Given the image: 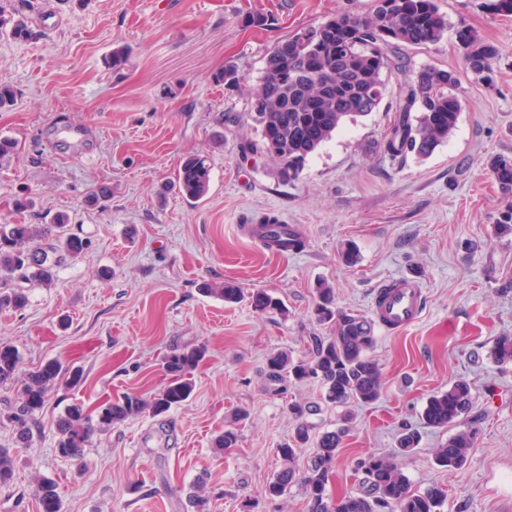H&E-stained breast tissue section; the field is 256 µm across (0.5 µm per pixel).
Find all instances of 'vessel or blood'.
Masks as SVG:
<instances>
[{
    "mask_svg": "<svg viewBox=\"0 0 512 512\" xmlns=\"http://www.w3.org/2000/svg\"><path fill=\"white\" fill-rule=\"evenodd\" d=\"M424 306L425 292L416 276L392 278L376 290L369 322L375 329L400 331L421 317Z\"/></svg>",
    "mask_w": 512,
    "mask_h": 512,
    "instance_id": "1",
    "label": "vessel or blood"
}]
</instances>
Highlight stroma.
Here are the masks:
<instances>
[{
    "label": "stroma",
    "mask_w": 512,
    "mask_h": 512,
    "mask_svg": "<svg viewBox=\"0 0 512 512\" xmlns=\"http://www.w3.org/2000/svg\"><path fill=\"white\" fill-rule=\"evenodd\" d=\"M484 2L436 0L447 34L406 48L410 68L385 74L379 108L345 122L286 183L276 162L242 150L260 137L247 111L266 57L297 30L368 13L374 0H0L31 31L22 41L0 35V80L16 91L0 110V137L16 144L0 163V224H47L64 212L87 242L57 266L51 287L28 286L23 310H0V341L19 351L20 375L51 361L83 371L80 385L50 393L27 443L0 424V446L15 456L0 512H41L42 479L54 482L62 512H199L197 490L207 500L200 512H307L300 485L265 494L294 433V401L318 405L314 432L346 430L329 497L356 492L358 462L395 452L408 426L420 442L398 463L412 490H443L437 512H512V364L488 356L497 336L512 335V236L496 234L507 199L486 166L512 156V13ZM252 15L267 24H247ZM463 27L494 47L490 80L465 66ZM118 46L129 55L116 71L107 59ZM229 62L244 76L233 90L213 79ZM428 67L457 77V125L430 157L390 159L393 106ZM189 154L211 166L199 201L172 188ZM102 185L111 197L89 206ZM267 214L297 227L304 248L274 253L238 234ZM350 244L358 261L349 266L341 252ZM408 274L420 278L426 306L407 330L375 331L377 402L322 403L314 379L268 390L270 354L306 360L311 337L333 335L314 315L319 288H332L338 310L366 316L374 291ZM227 281L245 300L201 291ZM261 290L284 310L256 311L248 295ZM198 345L208 353L186 401L113 426L80 460L57 455L68 405L91 412L125 393L151 397L167 383L164 356ZM460 378L473 386V407L457 426L476 437L465 465L445 470L434 453L450 432L421 415ZM227 429L238 442L217 452Z\"/></svg>",
    "instance_id": "obj_1"
}]
</instances>
